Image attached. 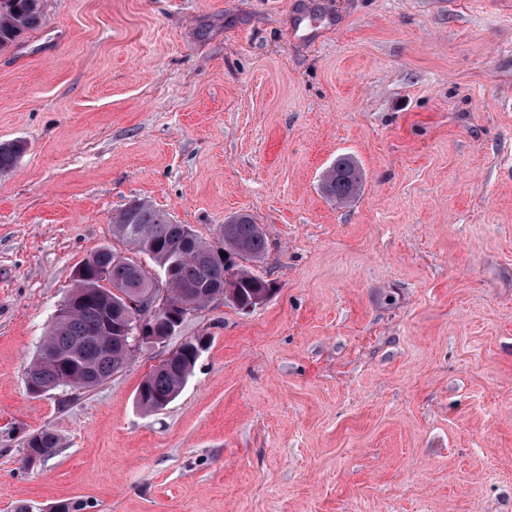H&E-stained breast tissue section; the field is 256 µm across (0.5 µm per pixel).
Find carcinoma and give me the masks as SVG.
Returning a JSON list of instances; mask_svg holds the SVG:
<instances>
[{"label": "carcinoma", "mask_w": 512, "mask_h": 512, "mask_svg": "<svg viewBox=\"0 0 512 512\" xmlns=\"http://www.w3.org/2000/svg\"><path fill=\"white\" fill-rule=\"evenodd\" d=\"M41 23V0H0V50ZM24 153L21 141L0 143V173L10 171ZM359 184L360 170L349 157L336 159L322 180L324 193L339 202L353 198ZM161 215V210L137 200L112 217V231L148 256L174 300L193 310L206 305L208 293L224 290L230 292L229 301L241 309L258 295L271 292L267 281L234 270L232 257L257 260L267 248L263 228L252 215L239 212L220 225L224 256L197 234L194 246L186 247L181 231L162 227ZM152 270L109 247L88 258L77 270L76 286L27 370L29 391L47 392L66 381L88 389L122 368L132 355L131 338L119 330H108L105 320L117 322L124 315L125 299L152 289L156 284ZM194 346L192 341L185 342L173 363L146 376L138 387V407L152 411L159 401L177 398L197 362ZM56 446V435L45 429L31 436L27 451L48 454Z\"/></svg>", "instance_id": "cac0c4a2"}]
</instances>
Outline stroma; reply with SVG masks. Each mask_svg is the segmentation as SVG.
<instances>
[{
    "label": "stroma",
    "instance_id": "35a3bbf8",
    "mask_svg": "<svg viewBox=\"0 0 512 512\" xmlns=\"http://www.w3.org/2000/svg\"><path fill=\"white\" fill-rule=\"evenodd\" d=\"M0 50V512H512V0H43ZM318 21L295 33L300 14ZM352 157L361 183L328 198ZM141 199L273 284L90 389L27 367ZM204 348L178 397L141 381ZM53 431L48 457L28 437ZM24 153L25 145L22 141L0 143V173L10 171ZM360 184V170L349 157H339L326 171L322 188L331 199L349 201L356 194Z\"/></svg>",
    "mask_w": 512,
    "mask_h": 512
}]
</instances>
